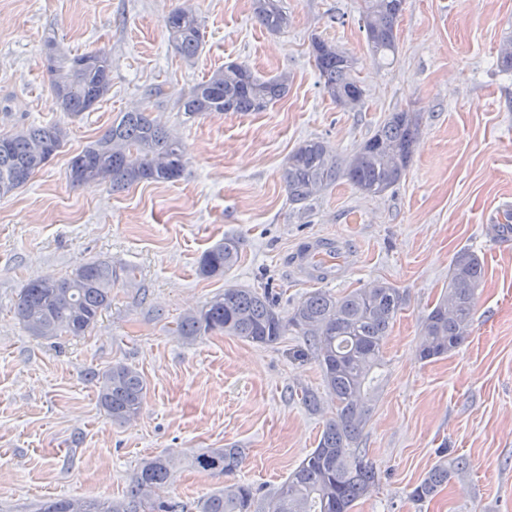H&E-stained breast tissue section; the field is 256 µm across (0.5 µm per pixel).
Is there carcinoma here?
I'll list each match as a JSON object with an SVG mask.
<instances>
[{
	"instance_id": "carcinoma-1",
	"label": "carcinoma",
	"mask_w": 512,
	"mask_h": 512,
	"mask_svg": "<svg viewBox=\"0 0 512 512\" xmlns=\"http://www.w3.org/2000/svg\"><path fill=\"white\" fill-rule=\"evenodd\" d=\"M281 0H253L256 22L271 32L288 26ZM361 20L370 50L375 55L395 54L396 23L404 0H361ZM168 41L186 61L195 59L203 33L197 16L177 8L165 21ZM310 52L323 80V89L339 106L344 97L363 99V89L353 78V59L338 46L319 36L311 38ZM46 67L54 107L72 117L91 111L112 87L111 62L103 51L69 55L54 42ZM288 94V75L269 80L257 78L242 63L231 62L209 79L194 86L183 102L184 114L202 112H262ZM421 116L400 110L391 113L372 137L351 158L341 160L320 140H305L293 150L282 172L288 201L304 203L320 190L344 179L360 192L381 195L406 175L419 141ZM58 125H30L1 137L0 196L23 187L36 170L51 160L49 153L64 143ZM185 148L164 126L145 111L126 112L101 136L69 160V179L74 186L93 187L108 181L120 190L140 182H173L185 168ZM241 240L224 236V242L200 260L204 277L222 276L237 263ZM448 292L428 312L422 324L421 358L443 357L458 349L469 335L484 270L478 257L457 252L449 267ZM133 281L135 270H115L104 262L86 263L69 277L36 278L23 288L16 316L30 335L52 339L79 337L93 329L102 312L111 307L112 283ZM403 294L386 284L358 288L336 297L315 291L303 297L288 318L276 311L266 292L224 286L201 309L185 314L177 333L192 340L211 332L263 346H271L293 331L306 338L323 372L324 384L336 402V416L313 449L288 475L272 496L261 500L245 483L228 485L197 502V512H353L355 502L377 484V473L358 446L369 414L367 386L383 365L382 345L402 309ZM99 384V405L115 423L139 415L147 392L141 374L125 364L92 373ZM236 448H211L194 457V465L222 476L240 465ZM452 478L444 463L436 464L410 497L416 502L432 498ZM171 479L169 461L156 456L144 461L133 474L126 496L101 501L86 498H54L41 512H188L187 505L162 497L156 489Z\"/></svg>"
}]
</instances>
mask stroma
<instances>
[{
  "instance_id": "35a3bbf8",
  "label": "stroma",
  "mask_w": 512,
  "mask_h": 512,
  "mask_svg": "<svg viewBox=\"0 0 512 512\" xmlns=\"http://www.w3.org/2000/svg\"><path fill=\"white\" fill-rule=\"evenodd\" d=\"M202 23L194 63L169 46L177 6ZM289 25L261 27L252 0H0V136L30 124L66 131L60 152L26 186L0 197V512H36L55 497H123L140 463L168 456L163 494L194 504L224 486L273 494L316 448L336 415L318 362L290 332L259 346L220 332L187 341L174 330L231 282L271 289L281 316L318 289L341 296L378 282L405 303L384 343L361 446L380 481L353 512H512V241L490 232L494 209H512V73L498 50L512 36V0H405L393 64L367 44L360 0H282ZM319 36L354 61L364 102L336 105L310 57ZM104 50L112 87L95 110L71 117L52 106L44 43ZM230 62L261 79L288 74V94L267 110L187 117L191 89ZM151 112L183 143L174 182L113 190L72 186L68 161L122 113ZM420 113L406 176L380 196L337 181L303 204L282 172L303 141L353 154L390 113ZM363 221L342 223L346 211ZM243 238L226 276L199 261L225 235ZM336 238L357 261L333 280L306 281L290 258L304 243ZM463 249L482 261L475 314L463 345L419 358L421 322L448 290ZM132 267L112 305L80 337L46 340L19 323L15 305L38 277L81 265ZM121 363L147 383L140 414L117 424L89 375ZM320 398L306 407L305 391ZM240 448L241 466L213 476L192 465L210 448ZM466 459L430 501L410 489L436 464Z\"/></svg>"
}]
</instances>
